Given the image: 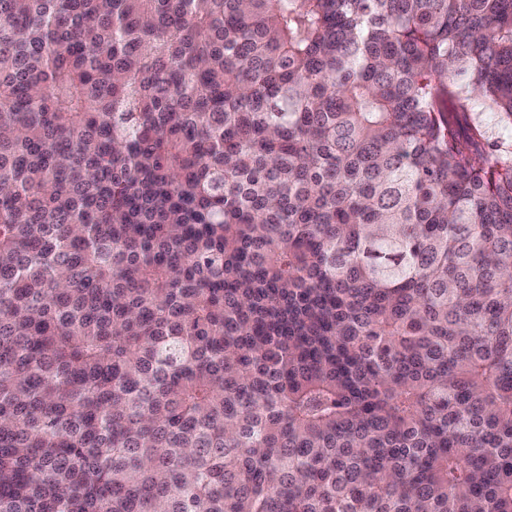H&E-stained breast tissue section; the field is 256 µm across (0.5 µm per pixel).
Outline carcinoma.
<instances>
[{
	"instance_id": "obj_1",
	"label": "carcinoma",
	"mask_w": 512,
	"mask_h": 512,
	"mask_svg": "<svg viewBox=\"0 0 512 512\" xmlns=\"http://www.w3.org/2000/svg\"><path fill=\"white\" fill-rule=\"evenodd\" d=\"M477 102L512 0H0V512H512Z\"/></svg>"
}]
</instances>
